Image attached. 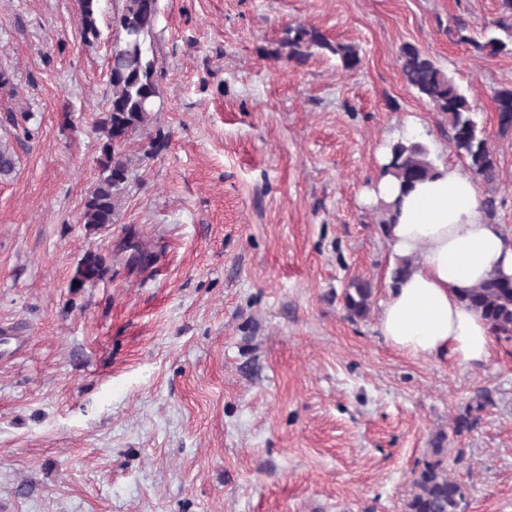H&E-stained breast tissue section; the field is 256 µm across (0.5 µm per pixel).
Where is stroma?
I'll use <instances>...</instances> for the list:
<instances>
[{"instance_id":"35a3bbf8","label":"stroma","mask_w":512,"mask_h":512,"mask_svg":"<svg viewBox=\"0 0 512 512\" xmlns=\"http://www.w3.org/2000/svg\"><path fill=\"white\" fill-rule=\"evenodd\" d=\"M120 5L100 0L86 43L77 0H0V143L16 159L0 336L21 342L0 361V512H405L438 444L470 489L461 512H512V339L473 366L388 347L392 252L363 198L409 122L458 159L402 78L409 43L472 102L500 166L494 221L512 230L493 99L512 53L473 47L500 0H159L164 108L127 145L114 223L94 228ZM459 22L467 41L448 38ZM299 24L360 66L288 59ZM90 253L107 272L75 286ZM354 277L373 298L351 319Z\"/></svg>"}]
</instances>
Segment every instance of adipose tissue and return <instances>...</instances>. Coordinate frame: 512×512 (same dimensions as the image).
<instances>
[{"instance_id": "obj_1", "label": "adipose tissue", "mask_w": 512, "mask_h": 512, "mask_svg": "<svg viewBox=\"0 0 512 512\" xmlns=\"http://www.w3.org/2000/svg\"><path fill=\"white\" fill-rule=\"evenodd\" d=\"M368 197L392 204L385 234L395 259L410 263L382 305L385 343L413 358L487 361L491 330L462 295L492 276H512V233L485 218L475 176L440 161L434 177L406 192L393 177L377 176Z\"/></svg>"}]
</instances>
